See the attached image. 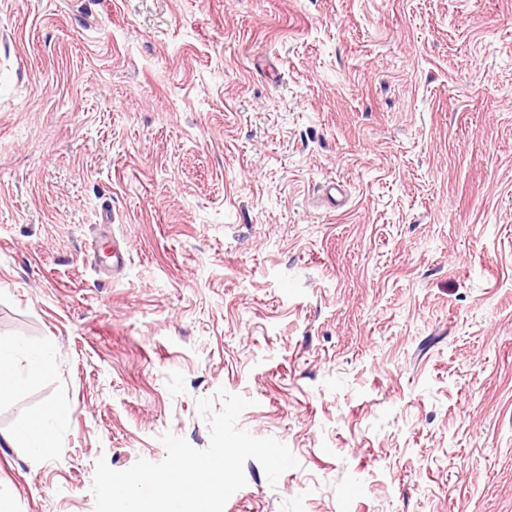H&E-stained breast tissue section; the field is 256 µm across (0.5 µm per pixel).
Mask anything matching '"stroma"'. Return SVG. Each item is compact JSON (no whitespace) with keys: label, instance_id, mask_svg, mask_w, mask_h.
I'll return each mask as SVG.
<instances>
[{"label":"stroma","instance_id":"35a3bbf8","mask_svg":"<svg viewBox=\"0 0 512 512\" xmlns=\"http://www.w3.org/2000/svg\"><path fill=\"white\" fill-rule=\"evenodd\" d=\"M1 340L0 512L221 388L298 461L224 512H512V0H0ZM18 357H23L27 365V378H35L50 372L54 367V353L51 347L28 349L16 342H0V391L4 384L15 388L24 379L15 374ZM70 419V413L64 408L49 407L43 416L23 427L25 437L21 441L24 448L34 456H44L51 445L55 429Z\"/></svg>","mask_w":512,"mask_h":512}]
</instances>
